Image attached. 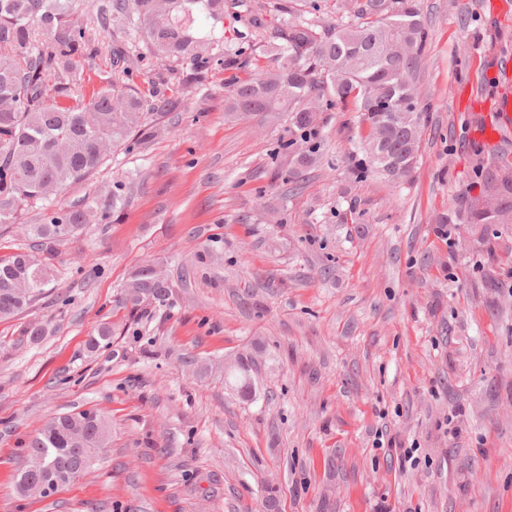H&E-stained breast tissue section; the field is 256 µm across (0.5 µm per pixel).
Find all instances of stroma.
<instances>
[{"label": "stroma", "mask_w": 512, "mask_h": 512, "mask_svg": "<svg viewBox=\"0 0 512 512\" xmlns=\"http://www.w3.org/2000/svg\"><path fill=\"white\" fill-rule=\"evenodd\" d=\"M268 0H243L209 46L205 85L157 136L0 228V258L28 249L46 211L118 189L110 220L58 246L52 281L0 323V512H512V224H456L480 190L471 99L512 95V0H417L428 41L415 75L420 156L401 183L357 179L355 107L320 113L318 162L282 149L287 122L224 110V49ZM133 81L170 62L115 33ZM158 264L170 303L115 308ZM47 327L37 344L20 322ZM110 325L108 347L88 351ZM251 357L242 398L225 361ZM99 410L108 448L46 496H21L27 444L51 417ZM413 448L414 464L400 451Z\"/></svg>", "instance_id": "stroma-1"}]
</instances>
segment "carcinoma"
Segmentation results:
<instances>
[{
    "label": "carcinoma",
    "instance_id": "obj_1",
    "mask_svg": "<svg viewBox=\"0 0 512 512\" xmlns=\"http://www.w3.org/2000/svg\"><path fill=\"white\" fill-rule=\"evenodd\" d=\"M79 0H0V224H16L24 207L46 202L68 186L85 181L114 149L157 135L150 116L173 110L189 89L205 83L214 59L194 33L195 14L224 22V0H108L96 16L78 18ZM280 22L266 50L268 63L243 47L224 48V110L247 115L288 116L287 145L304 143L295 163L317 159L319 113L354 103L365 125L364 149L373 168L400 182L414 169L423 113L417 108L411 75L421 62L428 30L416 0H372L360 20L321 30L290 16L276 2ZM118 23L138 35L154 57L179 63L186 75L160 78L148 93L131 83L127 55L92 36ZM107 49L110 76L87 97L75 90L81 63L93 64ZM120 195L88 207L73 206L28 225L32 250L0 260V321L24 313L43 293L49 254L90 216L110 218ZM169 289L150 264L136 269L117 303L135 312L146 303L163 304ZM21 336L36 343L45 336L30 321ZM239 392L252 394L244 358L225 373ZM110 425L95 409L50 418L28 442L27 462L43 461L60 486L91 468L85 457L108 447ZM42 474H20L18 492L41 496Z\"/></svg>",
    "mask_w": 512,
    "mask_h": 512
}]
</instances>
